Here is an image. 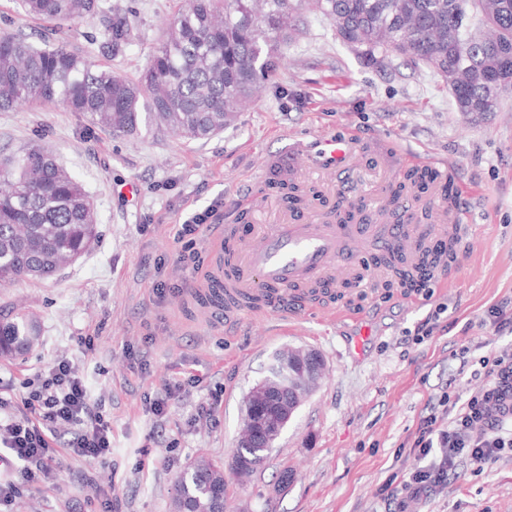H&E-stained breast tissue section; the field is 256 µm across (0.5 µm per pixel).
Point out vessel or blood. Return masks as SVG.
<instances>
[{
  "instance_id": "vessel-or-blood-1",
  "label": "vessel or blood",
  "mask_w": 512,
  "mask_h": 512,
  "mask_svg": "<svg viewBox=\"0 0 512 512\" xmlns=\"http://www.w3.org/2000/svg\"><path fill=\"white\" fill-rule=\"evenodd\" d=\"M346 225L291 223L247 242L233 243L245 262H233L224 271V312L235 316L252 311L255 303L296 316L306 307L310 288L325 285L330 277L357 280L360 252L346 236ZM409 228L390 225L374 248L404 246L408 264H416L421 247L407 246Z\"/></svg>"
}]
</instances>
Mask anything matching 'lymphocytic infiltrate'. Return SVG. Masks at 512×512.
I'll list each match as a JSON object with an SVG mask.
<instances>
[{
  "instance_id": "1",
  "label": "lymphocytic infiltrate",
  "mask_w": 512,
  "mask_h": 512,
  "mask_svg": "<svg viewBox=\"0 0 512 512\" xmlns=\"http://www.w3.org/2000/svg\"><path fill=\"white\" fill-rule=\"evenodd\" d=\"M482 384L467 396H443L441 415L422 417L410 452L417 465L385 481L384 512H405V492L430 495L446 486L461 462L476 468L496 462L512 449V344L480 357ZM70 435L71 456L97 460L109 455L112 427L93 411L83 380L71 363L58 361L20 414L0 417V448L11 458L15 480L0 484V505L8 503L17 480L39 483L58 464L56 434Z\"/></svg>"
}]
</instances>
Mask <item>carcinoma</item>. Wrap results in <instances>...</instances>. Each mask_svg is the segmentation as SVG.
Returning <instances> with one entry per match:
<instances>
[{
  "label": "carcinoma",
  "instance_id": "1",
  "mask_svg": "<svg viewBox=\"0 0 512 512\" xmlns=\"http://www.w3.org/2000/svg\"><path fill=\"white\" fill-rule=\"evenodd\" d=\"M184 0L168 23L165 40L136 79L117 75L90 55L63 45L35 46L23 35L0 32V112L30 105H61L88 115L116 137L168 130L203 140L234 121L240 106L275 76L291 43V20L300 8L320 13L342 42L358 48L368 64L399 57L423 64L448 79L456 111L497 112L512 90V0ZM26 13L57 27L95 15L101 0H23ZM132 21L118 11L107 44L119 53L131 40ZM409 187L421 194L440 190L452 204L453 187L429 169H411L393 193ZM285 199L300 203L317 191L286 182ZM98 239L93 208L76 178L45 151L0 153V286L49 277L77 260ZM454 259L453 245L424 257L418 272ZM391 271L410 282L414 272L403 257ZM38 340L36 321L0 314V356L27 354ZM269 390L257 433L241 439L234 465L249 474L265 462L275 440L298 409L277 389L276 377L257 383ZM224 467L200 457L180 473L172 509L221 512Z\"/></svg>",
  "mask_w": 512,
  "mask_h": 512
}]
</instances>
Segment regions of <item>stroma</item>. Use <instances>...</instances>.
Returning a JSON list of instances; mask_svg holds the SVG:
<instances>
[{"label": "stroma", "instance_id": "stroma-1", "mask_svg": "<svg viewBox=\"0 0 512 512\" xmlns=\"http://www.w3.org/2000/svg\"><path fill=\"white\" fill-rule=\"evenodd\" d=\"M111 2L134 21L122 52L105 47V14L53 41L94 49L114 73L138 77L182 2ZM347 137L354 159L324 173L323 142ZM3 145L15 153L41 148L74 175L99 239L52 278L0 288L1 311L24 308L40 325L30 354L0 356V401L18 410L66 359L112 422L107 459L72 457L59 435V469L44 483H17L7 512H171L175 481L195 459L232 463L244 397L287 347L318 352L323 373L267 461L247 477L225 472L224 512H381L386 477L413 465L399 449L420 418L449 388L477 387L462 361L508 342L496 336L490 310L512 300V91L500 111L464 119L441 74L396 57L366 64L320 14L306 13L274 82L209 139L116 138L57 105L0 112ZM419 152L448 176L464 219L455 261L429 287L367 265L361 287L288 324L275 310L225 318L197 287L154 302L159 281L193 280L176 241L189 213L218 204L214 223L241 236L287 218L323 223L353 204L370 223L390 224L391 192ZM283 175L321 200L288 203ZM424 323L433 334L415 343ZM464 345L467 358H457ZM165 394L167 413L155 417L150 404ZM203 404L214 405L213 417L198 416ZM408 512H512V453L481 470L462 465L443 493L410 500Z\"/></svg>", "mask_w": 512, "mask_h": 512}]
</instances>
